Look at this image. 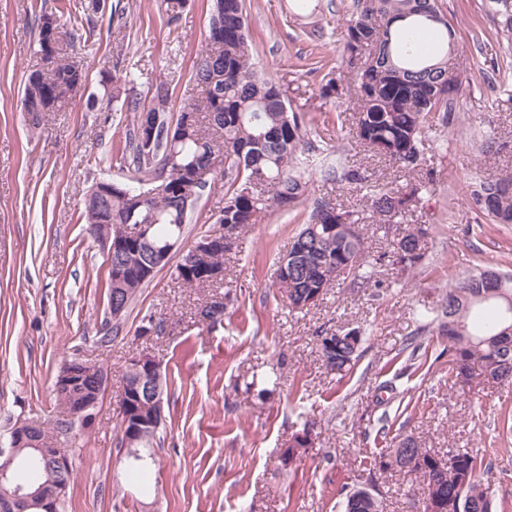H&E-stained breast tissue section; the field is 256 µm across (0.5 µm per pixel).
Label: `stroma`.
Wrapping results in <instances>:
<instances>
[{
	"instance_id": "stroma-1",
	"label": "stroma",
	"mask_w": 512,
	"mask_h": 512,
	"mask_svg": "<svg viewBox=\"0 0 512 512\" xmlns=\"http://www.w3.org/2000/svg\"><path fill=\"white\" fill-rule=\"evenodd\" d=\"M35 3L0 0V431L24 418H57L54 381L67 360L95 361L114 377L94 426L72 447L75 480L62 512H340L342 486L370 478L385 512H415L420 475L366 467L398 435L442 453L483 455L490 494L512 512V432L502 427L512 413V385L484 378L450 384L442 339L420 318L440 309L449 285L475 267L512 272V224L485 223L469 205L474 178L512 176V40L499 34L490 0H442L469 84L457 121L429 132L425 161L414 170L358 146L350 134L353 96L322 98L323 75L308 67L318 56L341 65L354 0L317 11L310 0H246L251 61L281 85L293 110L306 113L319 148L304 174L309 195L358 212L372 253L382 258L394 226L380 223L362 193L324 180L322 167L358 165L403 194L432 181L403 218L427 228L425 256L407 271L382 258L380 287L340 285L295 313L273 285L274 260L305 213L272 209L225 253L221 288L182 287L166 265L106 343V254L81 213L96 182H129L120 157L132 115L105 105L114 65L136 77L144 105L157 83H167L168 111L177 116L196 94L193 71L213 0H183L174 21L166 0H123L124 27H99L76 44L86 81L36 126L20 110L24 78L38 63ZM316 24L325 28L318 44L306 36ZM92 94L99 100L93 110L86 105ZM490 133L509 148L482 153ZM207 181L179 251L218 230L213 216L224 206V175L213 172ZM218 292L230 298L223 322L198 320L200 304ZM148 311L165 319L164 334L140 335ZM340 327L362 331V355L344 377L325 369L315 342L317 331ZM140 353L160 362L168 383L148 490L128 477L118 446L119 377ZM306 429L310 447L282 468V450Z\"/></svg>"
}]
</instances>
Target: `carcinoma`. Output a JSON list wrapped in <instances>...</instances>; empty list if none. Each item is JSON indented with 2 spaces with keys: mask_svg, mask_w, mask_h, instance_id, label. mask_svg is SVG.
I'll return each mask as SVG.
<instances>
[{
  "mask_svg": "<svg viewBox=\"0 0 512 512\" xmlns=\"http://www.w3.org/2000/svg\"><path fill=\"white\" fill-rule=\"evenodd\" d=\"M504 36L512 35V0H493ZM443 13L439 0H357L356 12L346 29L347 63L357 64L362 53L378 54L375 65L355 73L354 92L358 106L353 136L358 143L376 150L405 169L422 165L420 146L431 131L429 117L441 112L449 118L455 111L467 75L456 68L448 77L444 60L455 43L456 30ZM104 10L85 5L81 20L63 21L53 10L41 7L35 15L39 67L27 76L21 111L31 120L54 112L66 94L83 81V69L72 56V48L83 36L93 33ZM437 28L436 50L424 54L414 35L421 29ZM251 45L246 23L245 0H214V14L207 48L194 71L200 96L183 106L176 120L158 108L168 102L166 83L156 84L153 106L141 104L134 93L135 79L127 72L112 77L110 100L122 101L133 113L127 125L122 160L133 185L115 186L112 196H86L83 218L86 224H110L112 234L124 233L126 224L148 225L149 244L127 240L124 252H116L108 263V304L130 308L150 279L141 275L151 266L154 250L178 242L184 226L191 221L206 180L202 171L212 156L221 159L224 170V207L215 223L231 225L239 234L257 217L275 208L292 211L307 201V182L301 169L310 162L308 121L305 113L288 108V99L273 79L258 73L251 63ZM326 180L345 183L366 192L373 210L392 219L405 213L416 200L419 188L398 195L370 182L359 166L341 165L325 172ZM471 205L492 224H512V176L476 183ZM354 212L343 210L322 198L313 202L305 224L291 241L288 254V284L276 277L278 289L288 288V307L309 309L308 300L326 294L335 281L331 271L343 266L359 288L376 287L378 259L371 255ZM426 230L409 227L392 240L383 256L403 270L422 259L421 239ZM232 246L220 244L207 257L181 260L176 279L190 288L218 284L221 279H201L202 270L224 267V253ZM487 271L462 276L448 288L438 324L439 335L448 339V379L466 385L474 366L491 372L502 383H512V333L503 323V305L512 299V273L497 272L496 285L485 284ZM211 323L224 319V302L212 298L200 306ZM347 335L355 344L329 336L325 329L317 336L325 368L345 375L360 356L361 331ZM160 427L141 428V458L129 460L131 477L140 481L150 473L152 449L161 443ZM438 453L419 448L411 436L400 447L385 449L374 466L385 472L391 464L396 471L419 473L424 477L425 499L438 512H497V505L482 482L489 466L484 457L467 448L452 451V466L437 468ZM59 478L71 484L74 471L62 475L51 465L39 463L17 471L16 479L39 486ZM343 512H383V496L368 487L346 493Z\"/></svg>",
  "mask_w": 512,
  "mask_h": 512,
  "instance_id": "1",
  "label": "carcinoma"
}]
</instances>
